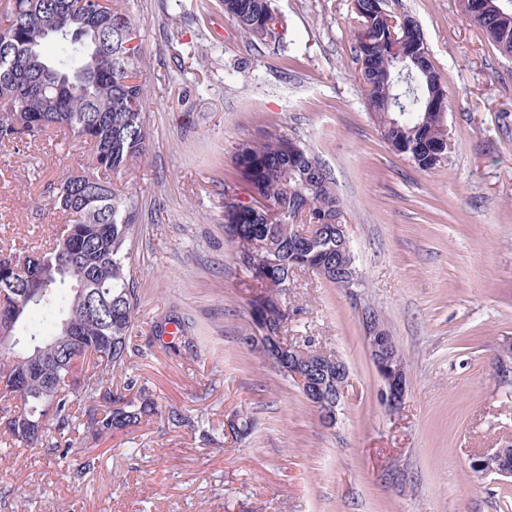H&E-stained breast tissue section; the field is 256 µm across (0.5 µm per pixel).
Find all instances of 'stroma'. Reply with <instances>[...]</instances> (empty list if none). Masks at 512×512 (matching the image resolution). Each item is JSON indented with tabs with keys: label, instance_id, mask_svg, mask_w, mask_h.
Wrapping results in <instances>:
<instances>
[{
	"label": "stroma",
	"instance_id": "obj_1",
	"mask_svg": "<svg viewBox=\"0 0 512 512\" xmlns=\"http://www.w3.org/2000/svg\"><path fill=\"white\" fill-rule=\"evenodd\" d=\"M282 23L245 38L222 0H129L140 27L152 143L112 181L132 193L141 352L126 368L163 409L209 435L152 418L67 459L0 444V512H512V478L475 472L512 441V386L494 357L512 340V57L455 0H387L413 17L448 91V153L416 168L369 115L355 60L353 0H273ZM277 131L305 145L340 197L362 286L298 271L282 300L291 338L312 337L349 371L335 427L241 338L256 284L224 233V199L247 187L236 146ZM84 145L0 148V249L23 256L64 224L44 189L81 171ZM180 307L196 356L149 346ZM375 308L406 361L398 413L364 341ZM255 423L224 435L234 417ZM83 482L72 472L88 452Z\"/></svg>",
	"mask_w": 512,
	"mask_h": 512
}]
</instances>
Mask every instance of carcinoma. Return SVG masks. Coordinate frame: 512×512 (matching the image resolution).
Returning a JSON list of instances; mask_svg holds the SVG:
<instances>
[{
	"mask_svg": "<svg viewBox=\"0 0 512 512\" xmlns=\"http://www.w3.org/2000/svg\"><path fill=\"white\" fill-rule=\"evenodd\" d=\"M3 0L0 3V146L42 144L61 134L89 146L88 166L47 187L67 218L55 242L39 248V266L0 272L5 306L0 328L13 344L0 349V407L5 442L42 445L67 457L76 433L98 441L130 432L162 414L145 389L128 378L112 386V373L126 369L139 352L133 336L139 290L131 270L137 205L124 187L98 171L118 172L147 148L149 129L143 84L142 46H126L140 34L124 0ZM472 19L500 52L512 50V0H489ZM224 14L260 41L279 19L272 0H223ZM380 0H359L365 39L355 52H369L378 66L367 72L365 99L383 138L419 169L441 166L448 151V109L430 111L440 76L430 58L402 63L396 37L379 19ZM66 25L70 35L52 41L48 29ZM237 160L256 208L236 222L224 216L227 242L241 267L270 287L248 302L251 323L271 336L282 333L288 309L271 287L287 290L289 274L307 270L339 285L336 225L344 211L330 174L305 146L281 135L244 141ZM318 229L310 240L297 215ZM79 228L77 248L65 234ZM152 338L169 354L198 353L196 325L172 311L156 321ZM309 378L322 385L321 401H336L332 363ZM137 390L133 396L128 392Z\"/></svg>",
	"mask_w": 512,
	"mask_h": 512,
	"instance_id": "1",
	"label": "carcinoma"
}]
</instances>
